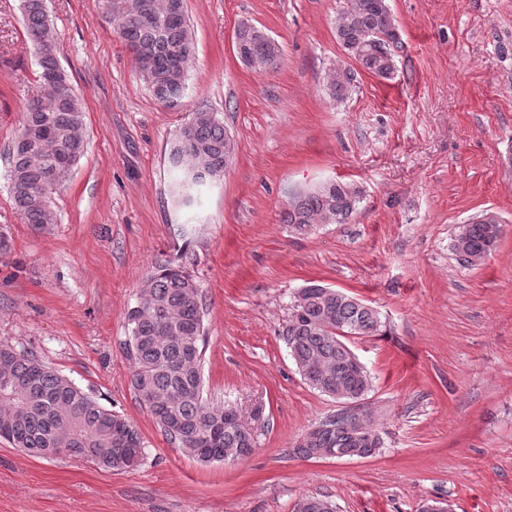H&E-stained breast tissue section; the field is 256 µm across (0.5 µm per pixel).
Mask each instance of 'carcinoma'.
<instances>
[{
	"mask_svg": "<svg viewBox=\"0 0 512 512\" xmlns=\"http://www.w3.org/2000/svg\"><path fill=\"white\" fill-rule=\"evenodd\" d=\"M104 8L152 96L167 107L181 105L194 52L184 0H104ZM22 13L43 94L28 103L12 141L11 195L23 223L41 228L55 222L49 204L53 187L84 155V110L77 97L59 98L47 87L50 77L60 82L68 77L58 61L59 36L46 0H22ZM336 40L365 71L394 77L398 34L387 0H343ZM235 52L261 72L276 68L281 56L250 24L242 25ZM355 80L352 68L336 64L328 95L345 100ZM228 148L224 124L214 113L197 108L189 114L167 153L181 206L191 207L201 186L224 177ZM360 197L356 186L335 180L291 196L282 221L297 235L315 224H346ZM502 235L503 225L493 217L459 226L453 239L457 262L467 268L480 265ZM139 298L138 308L128 315L125 349L140 405L171 444L201 463L224 460L227 448L250 455L256 447L250 428L229 418L231 406L204 398L205 303L194 276L182 265L161 262L145 277ZM383 327L380 313L364 301L309 284L293 295L282 339L312 388L341 403H355L369 392L371 377L363 364L353 362L347 340L380 336ZM0 439L31 456L81 457L113 471L136 466L143 447L139 431L126 418L7 343L0 344ZM381 447L367 416L344 407L312 427L293 454L307 460L369 458ZM293 512H335V507L322 496L303 495Z\"/></svg>",
	"mask_w": 512,
	"mask_h": 512,
	"instance_id": "cac0c4a2",
	"label": "carcinoma"
}]
</instances>
